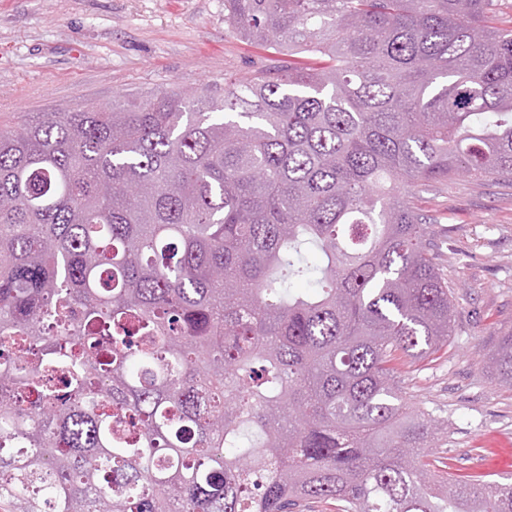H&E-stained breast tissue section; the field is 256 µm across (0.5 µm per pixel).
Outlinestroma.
<instances>
[{
	"label": "stroma",
	"mask_w": 512,
	"mask_h": 512,
	"mask_svg": "<svg viewBox=\"0 0 512 512\" xmlns=\"http://www.w3.org/2000/svg\"><path fill=\"white\" fill-rule=\"evenodd\" d=\"M224 22V0H0V127L157 89L220 92L275 63ZM456 289L451 346L403 373L408 400L448 426L453 456L512 475V388L487 360L512 331V185L460 177L419 189Z\"/></svg>",
	"instance_id": "1"
}]
</instances>
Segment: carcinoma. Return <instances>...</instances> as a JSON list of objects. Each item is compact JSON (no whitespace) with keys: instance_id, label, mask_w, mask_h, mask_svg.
Here are the masks:
<instances>
[{"instance_id":"1","label":"carcinoma","mask_w":512,"mask_h":512,"mask_svg":"<svg viewBox=\"0 0 512 512\" xmlns=\"http://www.w3.org/2000/svg\"><path fill=\"white\" fill-rule=\"evenodd\" d=\"M497 6L224 0L288 61L0 129V512H512L401 379L453 336L417 188L512 181Z\"/></svg>"}]
</instances>
